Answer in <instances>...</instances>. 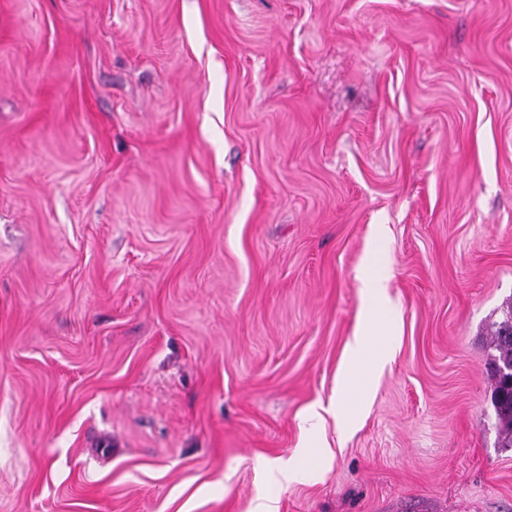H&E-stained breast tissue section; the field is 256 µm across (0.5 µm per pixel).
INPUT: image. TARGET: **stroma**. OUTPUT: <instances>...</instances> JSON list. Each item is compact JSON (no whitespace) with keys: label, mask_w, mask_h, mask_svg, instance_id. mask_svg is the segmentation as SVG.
Wrapping results in <instances>:
<instances>
[{"label":"stroma","mask_w":512,"mask_h":512,"mask_svg":"<svg viewBox=\"0 0 512 512\" xmlns=\"http://www.w3.org/2000/svg\"><path fill=\"white\" fill-rule=\"evenodd\" d=\"M511 300L512 0H0V512H512ZM491 334V347L495 353L490 354L488 371L491 379V403L494 408L501 442L504 447H512V399L510 402L502 397L503 380L504 390L512 391V307L503 317V320L493 326ZM503 378H502V374ZM366 347L367 335L362 331L354 336L349 351L352 363L357 365V369L351 368L349 372L350 387L352 392H355L358 396L369 392L373 375L388 358L387 348L374 351L368 358H365Z\"/></svg>","instance_id":"35a3bbf8"}]
</instances>
